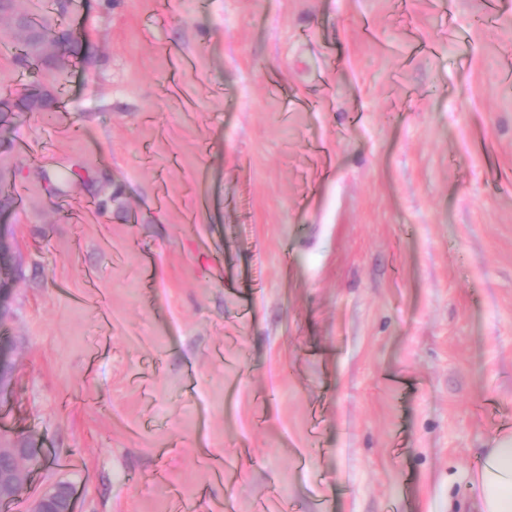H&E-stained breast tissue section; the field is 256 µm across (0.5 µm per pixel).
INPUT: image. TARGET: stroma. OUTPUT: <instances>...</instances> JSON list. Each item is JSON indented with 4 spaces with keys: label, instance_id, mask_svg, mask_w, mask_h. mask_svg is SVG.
<instances>
[{
    "label": "stroma",
    "instance_id": "1",
    "mask_svg": "<svg viewBox=\"0 0 512 512\" xmlns=\"http://www.w3.org/2000/svg\"><path fill=\"white\" fill-rule=\"evenodd\" d=\"M0 443L74 512H479L512 437V0H18ZM220 461L227 474L211 472Z\"/></svg>",
    "mask_w": 512,
    "mask_h": 512
}]
</instances>
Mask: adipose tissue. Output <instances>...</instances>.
<instances>
[{"label": "adipose tissue", "instance_id": "adipose-tissue-1", "mask_svg": "<svg viewBox=\"0 0 512 512\" xmlns=\"http://www.w3.org/2000/svg\"><path fill=\"white\" fill-rule=\"evenodd\" d=\"M475 484L481 512H512V440L488 449Z\"/></svg>", "mask_w": 512, "mask_h": 512}]
</instances>
